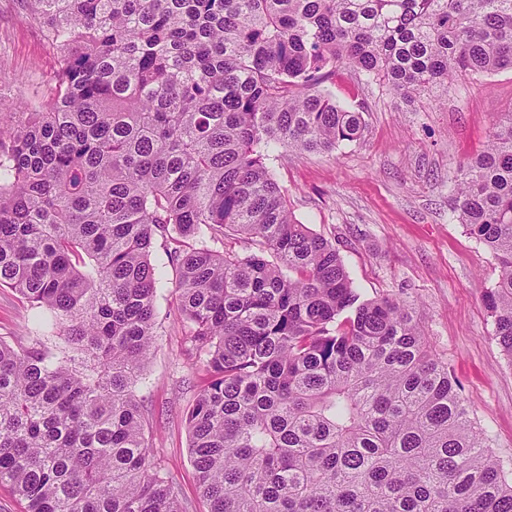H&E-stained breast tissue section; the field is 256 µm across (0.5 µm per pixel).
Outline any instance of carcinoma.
Listing matches in <instances>:
<instances>
[{"label":"carcinoma","instance_id":"carcinoma-1","mask_svg":"<svg viewBox=\"0 0 512 512\" xmlns=\"http://www.w3.org/2000/svg\"><path fill=\"white\" fill-rule=\"evenodd\" d=\"M56 94L0 117V482L27 512H181L132 384L155 344V235L208 375L186 413L209 512H512L413 312L364 299L266 160L361 139L336 68L411 99L512 69V0H31ZM453 178L498 262L484 300L512 363V111ZM231 231L252 251L184 249ZM60 339L65 346H50ZM28 303L9 288H0V339L20 349L31 344L26 329L30 316Z\"/></svg>","mask_w":512,"mask_h":512}]
</instances>
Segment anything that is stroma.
Listing matches in <instances>:
<instances>
[{"instance_id": "obj_1", "label": "stroma", "mask_w": 512, "mask_h": 512, "mask_svg": "<svg viewBox=\"0 0 512 512\" xmlns=\"http://www.w3.org/2000/svg\"><path fill=\"white\" fill-rule=\"evenodd\" d=\"M61 64L30 0H0V113L53 98ZM325 87L338 101L361 107V140L329 153L288 151L268 166L295 218L336 245L364 298L389 294L413 309L489 449L512 471V363L483 302L497 280V262L459 224L450 192L459 165L483 150L493 123L512 111V70L410 100L342 68ZM168 248L165 238H154L150 260L163 273L156 349L133 390L152 459L177 488L183 512H208L185 422L207 376L176 320ZM29 316L19 294L0 288V340L28 347Z\"/></svg>"}]
</instances>
